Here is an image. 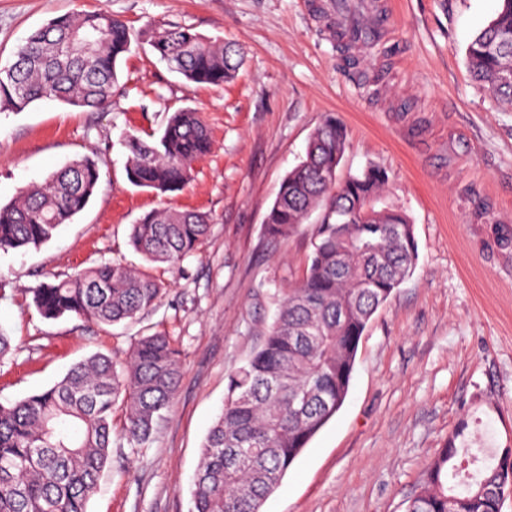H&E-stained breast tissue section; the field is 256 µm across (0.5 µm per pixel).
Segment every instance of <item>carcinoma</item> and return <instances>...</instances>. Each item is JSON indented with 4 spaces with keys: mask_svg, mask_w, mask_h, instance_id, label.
Returning <instances> with one entry per match:
<instances>
[{
    "mask_svg": "<svg viewBox=\"0 0 512 512\" xmlns=\"http://www.w3.org/2000/svg\"><path fill=\"white\" fill-rule=\"evenodd\" d=\"M138 40L106 11L61 15L34 30L0 68V109L52 99L102 109L118 67ZM152 51L186 80L221 86L236 76L239 48L189 28L158 24L145 32ZM474 80L512 106V0L467 47ZM347 130L334 116L315 128L304 159L284 177L264 233L284 240L321 211L305 273L288 289L247 362L227 375L224 408L202 446L193 512H260L315 434L349 392L359 344L377 310L418 259L413 224L384 196L388 172L369 165L341 178ZM126 174L165 194L191 178L212 142L198 112L180 109L149 144L124 139ZM100 182L97 163L74 160L41 185L0 205V250L39 248L83 211ZM200 212L163 208L132 226L130 244L150 263L177 265L208 235ZM163 283L145 270L104 263L30 289L48 320L73 316L112 326L162 300ZM180 351L165 331L140 337L118 362L97 353L52 387L0 405V512H86L111 448L143 446L173 404ZM124 411L120 434L112 417ZM471 448L453 436L430 464L405 512H502L512 495V465L485 463L448 492V462Z\"/></svg>",
    "mask_w": 512,
    "mask_h": 512,
    "instance_id": "obj_1",
    "label": "carcinoma"
}]
</instances>
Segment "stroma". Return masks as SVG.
I'll list each match as a JSON object with an SVG mask.
<instances>
[{"label": "stroma", "mask_w": 512, "mask_h": 512, "mask_svg": "<svg viewBox=\"0 0 512 512\" xmlns=\"http://www.w3.org/2000/svg\"><path fill=\"white\" fill-rule=\"evenodd\" d=\"M313 0H0V67L48 19L102 9L134 32L182 26L238 44L221 87L187 82L148 45L122 61L103 109L53 100L0 110V204L89 157L101 179L88 207L39 249L0 250V404L43 391L101 352L125 357L163 330L181 351L174 403L142 448L112 449L87 512H190V489L228 373L302 277L314 221L285 240L263 234L280 182L326 116L348 130L342 173L386 169V196L418 243L411 277L370 321L346 400L266 499L262 512H403L459 422L474 454L512 448V108L472 80L466 48L499 0H390L387 32L353 52ZM200 112L211 152L181 191L126 175L125 133L158 135L180 108ZM173 207L206 213L210 231L166 292L106 329L41 317L26 291L99 263L142 268L132 224Z\"/></svg>", "instance_id": "35a3bbf8"}]
</instances>
